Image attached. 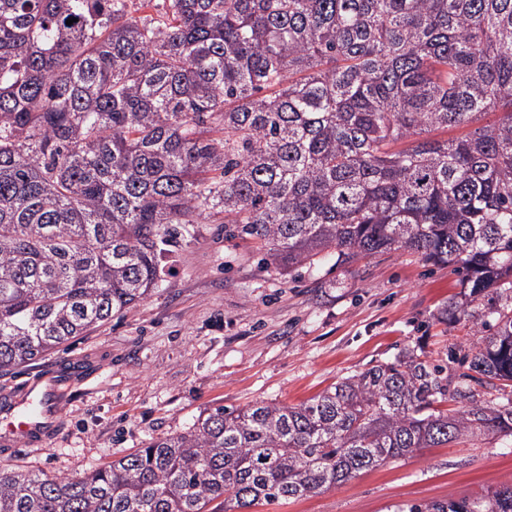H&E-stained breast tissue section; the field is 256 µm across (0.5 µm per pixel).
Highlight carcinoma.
<instances>
[{
    "label": "carcinoma",
    "mask_w": 512,
    "mask_h": 512,
    "mask_svg": "<svg viewBox=\"0 0 512 512\" xmlns=\"http://www.w3.org/2000/svg\"><path fill=\"white\" fill-rule=\"evenodd\" d=\"M152 2L0 0V370L150 296L186 225L241 224L284 270L333 251L454 267L463 295L440 319H494L468 370L509 386L512 0L135 16ZM490 433L512 436V399L484 404L406 349L307 403L216 408L82 477L0 468V512H248ZM397 512H512V486Z\"/></svg>",
    "instance_id": "1"
}]
</instances>
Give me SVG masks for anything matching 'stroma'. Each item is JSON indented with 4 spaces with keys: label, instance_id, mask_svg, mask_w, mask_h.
<instances>
[{
    "label": "stroma",
    "instance_id": "stroma-1",
    "mask_svg": "<svg viewBox=\"0 0 512 512\" xmlns=\"http://www.w3.org/2000/svg\"><path fill=\"white\" fill-rule=\"evenodd\" d=\"M448 266L397 250L348 264L281 270L237 224H199L170 243L159 287L64 351L0 371V397L23 396L55 365L77 379L42 446L0 450V467L78 477L187 430L215 408L297 405L402 349L424 351L461 381L489 328L438 313L460 295ZM512 484V437L468 436L420 448L347 482L251 512H396Z\"/></svg>",
    "mask_w": 512,
    "mask_h": 512
}]
</instances>
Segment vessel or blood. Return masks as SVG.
<instances>
[{"mask_svg":"<svg viewBox=\"0 0 512 512\" xmlns=\"http://www.w3.org/2000/svg\"><path fill=\"white\" fill-rule=\"evenodd\" d=\"M66 381L46 375L45 383L32 387L22 398L0 405V444L11 446L32 441L63 413Z\"/></svg>","mask_w":512,"mask_h":512,"instance_id":"vessel-or-blood-1","label":"vessel or blood"}]
</instances>
